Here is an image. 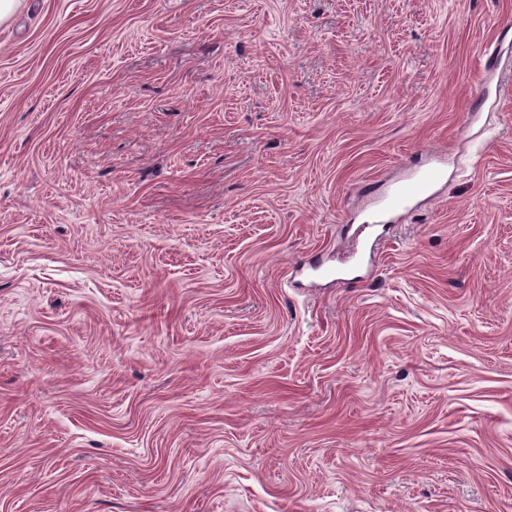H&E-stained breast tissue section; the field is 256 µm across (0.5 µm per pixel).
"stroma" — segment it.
<instances>
[{"label": "stroma", "instance_id": "1", "mask_svg": "<svg viewBox=\"0 0 512 512\" xmlns=\"http://www.w3.org/2000/svg\"><path fill=\"white\" fill-rule=\"evenodd\" d=\"M0 512H512V0H18ZM443 177V168L439 163H430L414 171L409 179L396 186L386 200L388 212H400L410 209L413 202L432 192Z\"/></svg>", "mask_w": 512, "mask_h": 512}]
</instances>
